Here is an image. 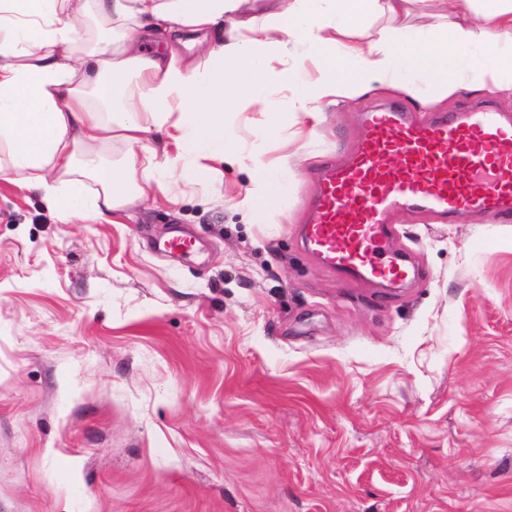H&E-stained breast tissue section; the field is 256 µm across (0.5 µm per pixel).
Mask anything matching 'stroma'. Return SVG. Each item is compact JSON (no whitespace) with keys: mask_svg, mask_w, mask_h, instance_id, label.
Returning a JSON list of instances; mask_svg holds the SVG:
<instances>
[{"mask_svg":"<svg viewBox=\"0 0 512 512\" xmlns=\"http://www.w3.org/2000/svg\"><path fill=\"white\" fill-rule=\"evenodd\" d=\"M394 98L313 134L237 125L311 157L267 224L231 167L115 224L0 179V512H512V223L396 212V289L300 237L314 170ZM176 226L199 261L154 249Z\"/></svg>","mask_w":512,"mask_h":512,"instance_id":"1","label":"stroma"}]
</instances>
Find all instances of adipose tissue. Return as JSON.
<instances>
[{
	"label": "adipose tissue",
	"instance_id": "obj_1",
	"mask_svg": "<svg viewBox=\"0 0 512 512\" xmlns=\"http://www.w3.org/2000/svg\"><path fill=\"white\" fill-rule=\"evenodd\" d=\"M88 17L107 35L93 51L75 27ZM376 86L428 107L512 96V0H0V178L110 224L149 188L172 199L235 167L251 179L236 207L259 223L294 157L243 151L230 120L251 113L262 137L287 115L317 126ZM116 140L125 160L102 161Z\"/></svg>",
	"mask_w": 512,
	"mask_h": 512
}]
</instances>
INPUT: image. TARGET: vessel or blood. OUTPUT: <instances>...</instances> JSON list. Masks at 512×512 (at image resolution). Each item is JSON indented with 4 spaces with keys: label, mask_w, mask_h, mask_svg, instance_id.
Returning <instances> with one entry per match:
<instances>
[{
    "label": "vessel or blood",
    "mask_w": 512,
    "mask_h": 512,
    "mask_svg": "<svg viewBox=\"0 0 512 512\" xmlns=\"http://www.w3.org/2000/svg\"><path fill=\"white\" fill-rule=\"evenodd\" d=\"M363 137L341 164L317 171L319 195L305 224L311 253L345 278L391 284L407 266L385 254L395 211L427 209L442 222L469 212L512 221V118L486 105L416 125L393 103L361 115ZM161 251L194 255L193 239L173 232Z\"/></svg>",
    "instance_id": "1"
}]
</instances>
